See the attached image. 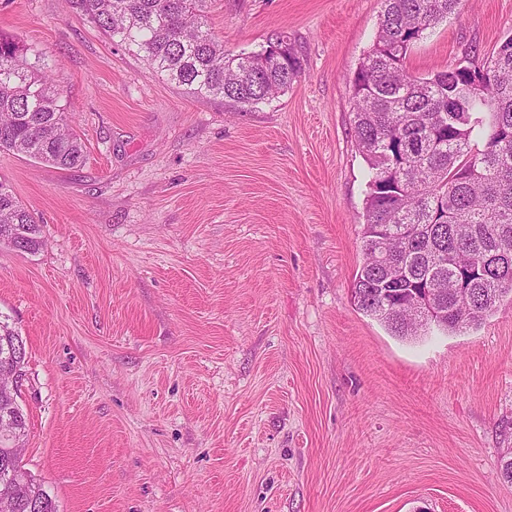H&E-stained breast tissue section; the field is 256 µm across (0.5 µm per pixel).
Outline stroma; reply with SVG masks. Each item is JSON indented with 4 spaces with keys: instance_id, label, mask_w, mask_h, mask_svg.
<instances>
[{
    "instance_id": "obj_1",
    "label": "stroma",
    "mask_w": 512,
    "mask_h": 512,
    "mask_svg": "<svg viewBox=\"0 0 512 512\" xmlns=\"http://www.w3.org/2000/svg\"><path fill=\"white\" fill-rule=\"evenodd\" d=\"M380 0H209L226 53L303 72L249 110L170 83L63 0H0L86 148L0 152L45 245L0 246L26 341L24 468L58 512H512V296L401 339L353 304L368 167L347 80ZM512 0H470L407 58L484 62Z\"/></svg>"
}]
</instances>
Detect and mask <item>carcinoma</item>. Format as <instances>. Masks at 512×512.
<instances>
[{
	"mask_svg": "<svg viewBox=\"0 0 512 512\" xmlns=\"http://www.w3.org/2000/svg\"><path fill=\"white\" fill-rule=\"evenodd\" d=\"M104 35L137 50L161 76L198 97L253 107L287 89L302 73L293 48L283 57L224 52L207 24V0H67ZM468 0H382L375 41L349 81L359 152L369 168L363 262L355 306L393 335L421 329L401 308L409 292L441 278L436 326L470 329L512 295V36L486 59L480 85L457 66L425 77L406 59L426 31L465 12ZM0 151L59 170L82 167L84 145L61 104L53 75L29 62L20 40L0 34ZM391 232L394 260L403 265L398 287L385 282L376 257ZM0 243L36 253L39 225L0 181ZM469 289L473 313L457 306ZM0 372L23 375L26 340L0 319ZM20 391L0 380V413L12 414L17 454L24 451L27 417Z\"/></svg>",
	"mask_w": 512,
	"mask_h": 512,
	"instance_id": "carcinoma-1",
	"label": "carcinoma"
}]
</instances>
